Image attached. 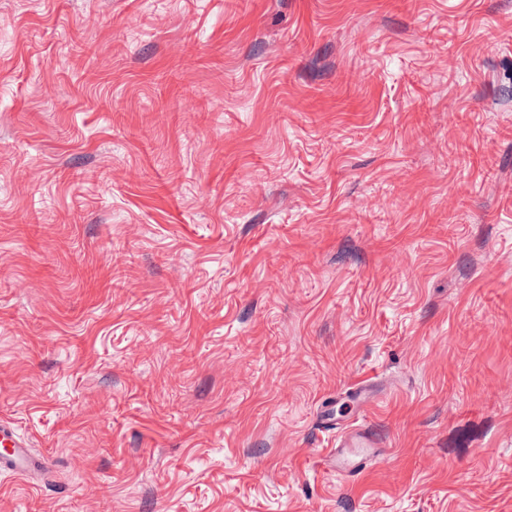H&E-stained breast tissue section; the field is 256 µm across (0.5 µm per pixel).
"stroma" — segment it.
I'll return each instance as SVG.
<instances>
[{"instance_id": "obj_1", "label": "stroma", "mask_w": 512, "mask_h": 512, "mask_svg": "<svg viewBox=\"0 0 512 512\" xmlns=\"http://www.w3.org/2000/svg\"><path fill=\"white\" fill-rule=\"evenodd\" d=\"M0 419V512H512V0H0ZM46 468L45 456L33 455L27 440L16 432L14 426L0 420V471L35 481ZM377 442L365 431L355 430L344 434L338 444L326 456L327 461L336 468V475L347 478L365 466L376 454ZM344 448H358L346 452Z\"/></svg>"}]
</instances>
